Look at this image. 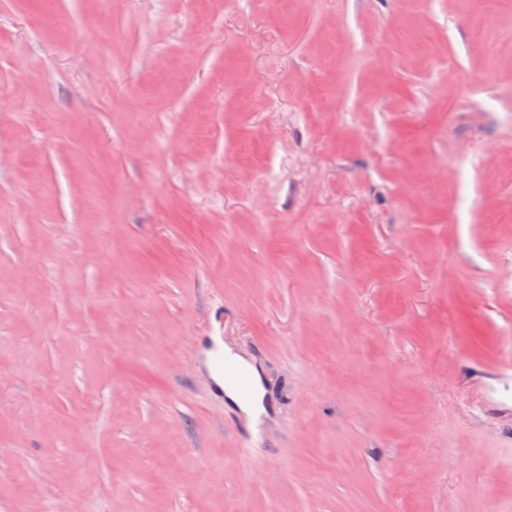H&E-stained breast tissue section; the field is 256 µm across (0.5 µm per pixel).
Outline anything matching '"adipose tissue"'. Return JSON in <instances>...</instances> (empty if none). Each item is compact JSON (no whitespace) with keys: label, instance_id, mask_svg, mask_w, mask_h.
Segmentation results:
<instances>
[{"label":"adipose tissue","instance_id":"1","mask_svg":"<svg viewBox=\"0 0 512 512\" xmlns=\"http://www.w3.org/2000/svg\"><path fill=\"white\" fill-rule=\"evenodd\" d=\"M223 366L207 362L206 367L214 382L224 391L227 399L247 412L250 418H257L259 399L262 391L261 373L254 364L234 353L229 347H221Z\"/></svg>","mask_w":512,"mask_h":512}]
</instances>
